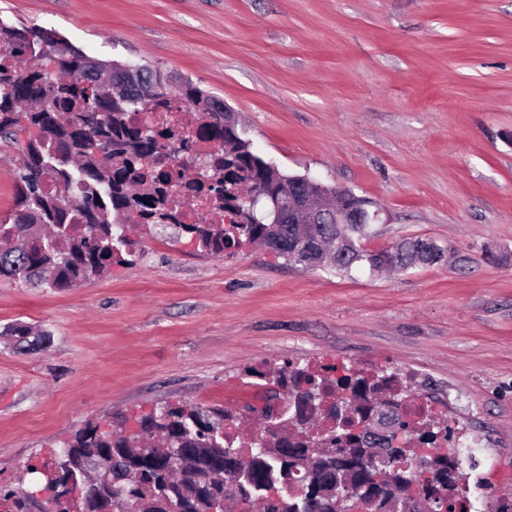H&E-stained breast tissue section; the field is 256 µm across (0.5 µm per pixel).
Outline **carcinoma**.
Here are the masks:
<instances>
[{
    "label": "carcinoma",
    "instance_id": "cac0c4a2",
    "mask_svg": "<svg viewBox=\"0 0 512 512\" xmlns=\"http://www.w3.org/2000/svg\"><path fill=\"white\" fill-rule=\"evenodd\" d=\"M46 57L62 74L29 65ZM172 76L147 68L90 58L54 32L0 24V139L15 135L20 121L38 131L15 168V203L0 218V278L48 288H69L100 277L136 249L117 238L113 225L136 218L144 233L172 228L196 240L206 252L222 256L246 244L273 250L290 265L314 268L324 252L336 256L332 269L355 267L376 272L388 253L405 271L441 263L446 249L433 239L408 238L378 250L365 249L372 214L362 211L323 224H290L275 204L296 192L336 194V189L284 173L253 153L236 129L224 127V102L191 81L169 91ZM185 104L195 125L175 135L161 124L143 128L141 112ZM212 143L208 193L215 210L229 212L227 224H179L169 192L173 177H185L186 163L172 146L185 151ZM331 365L286 364L276 382L296 393L290 412L272 421L257 439L240 437L241 414L224 408L166 405L140 417V436L151 446L134 448L125 434L127 419L111 417L110 430L93 422L77 429L65 446L31 474L43 476L42 489L58 481L55 465H68L79 479L88 470L123 493L114 512H198V505L233 489L224 512H348L354 500L362 512H392L405 499L445 496L448 508L468 510L459 482L463 464L456 453L438 454L415 476L425 444L451 441L452 431L425 408L422 395L397 385L398 373L349 369L334 375ZM383 413L402 430L395 440L371 438L364 430L370 415ZM183 448L224 458V479L209 481L190 463L163 452ZM29 494L0 490V507L25 512Z\"/></svg>",
    "mask_w": 512,
    "mask_h": 512
}]
</instances>
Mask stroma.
Wrapping results in <instances>:
<instances>
[{"label": "stroma", "mask_w": 512, "mask_h": 512, "mask_svg": "<svg viewBox=\"0 0 512 512\" xmlns=\"http://www.w3.org/2000/svg\"><path fill=\"white\" fill-rule=\"evenodd\" d=\"M0 22L189 79L256 155L380 209L364 248L448 249L341 275L258 246L216 257L168 228L71 288L1 279V485L86 422L240 408L262 393L247 366L329 361L414 375L485 446L471 497L512 498V0H0ZM35 135L0 141V216ZM16 324L49 343L20 351Z\"/></svg>", "instance_id": "35a3bbf8"}]
</instances>
